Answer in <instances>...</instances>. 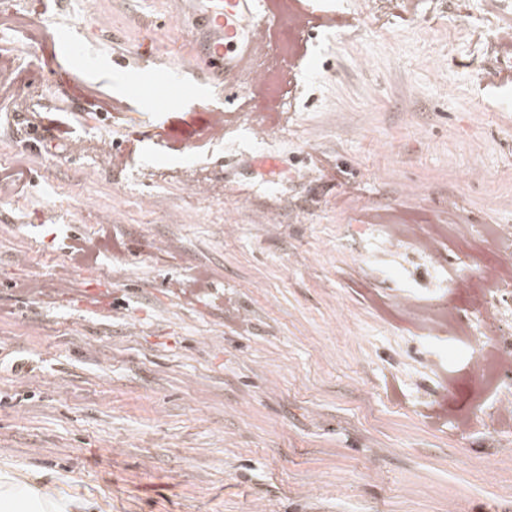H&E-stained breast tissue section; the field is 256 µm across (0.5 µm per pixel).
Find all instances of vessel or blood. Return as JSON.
<instances>
[{"label": "vessel or blood", "instance_id": "b4317fda", "mask_svg": "<svg viewBox=\"0 0 512 512\" xmlns=\"http://www.w3.org/2000/svg\"><path fill=\"white\" fill-rule=\"evenodd\" d=\"M211 36L205 46L210 83L223 89L225 103L235 92L232 76L254 48L257 28L271 26L274 16L267 0H201Z\"/></svg>", "mask_w": 512, "mask_h": 512}]
</instances>
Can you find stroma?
I'll use <instances>...</instances> for the list:
<instances>
[{
    "instance_id": "1",
    "label": "stroma",
    "mask_w": 512,
    "mask_h": 512,
    "mask_svg": "<svg viewBox=\"0 0 512 512\" xmlns=\"http://www.w3.org/2000/svg\"><path fill=\"white\" fill-rule=\"evenodd\" d=\"M403 2H276L266 79L239 72L228 112L162 79L195 52L177 0H0L15 490L45 512H512V265L483 244H512V0ZM393 224L471 233L427 255Z\"/></svg>"
}]
</instances>
